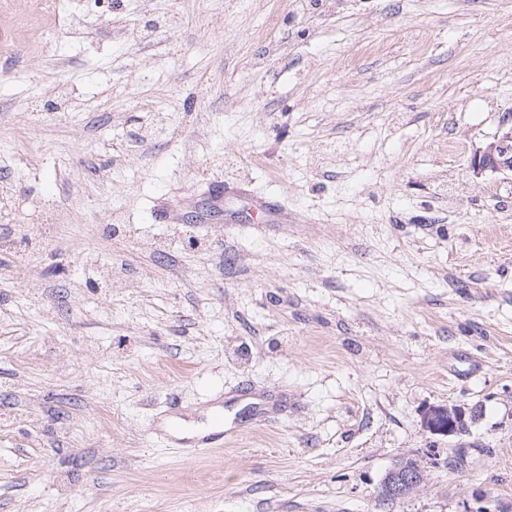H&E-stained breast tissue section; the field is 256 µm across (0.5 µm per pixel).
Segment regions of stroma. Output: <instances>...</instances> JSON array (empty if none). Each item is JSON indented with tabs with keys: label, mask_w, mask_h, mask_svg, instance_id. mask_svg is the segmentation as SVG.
Instances as JSON below:
<instances>
[{
	"label": "stroma",
	"mask_w": 512,
	"mask_h": 512,
	"mask_svg": "<svg viewBox=\"0 0 512 512\" xmlns=\"http://www.w3.org/2000/svg\"><path fill=\"white\" fill-rule=\"evenodd\" d=\"M291 2L112 0L0 62V176L69 214L0 223L30 239L0 250V512H512V177L469 167L512 114V0ZM60 84L81 111H40ZM244 387L252 431L167 440ZM446 404L482 415L430 434ZM480 414L478 406H432L424 411L422 422L424 428L433 435H463ZM233 430H224V415L216 413L212 417L211 428L208 431L190 439H183L178 444L183 448H194L197 452L217 448L216 446L224 445V436ZM399 468V466L393 465L388 470V473L394 476L391 482H388L387 486L384 487L388 499L397 498L404 494L408 495L423 482L425 470L421 462H417L415 469L405 475H401Z\"/></svg>",
	"instance_id": "35a3bbf8"
}]
</instances>
